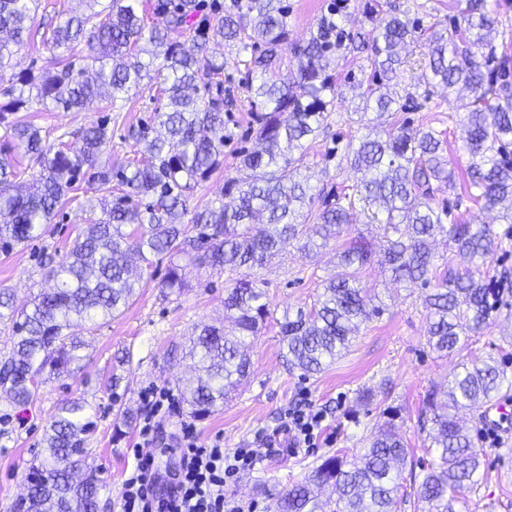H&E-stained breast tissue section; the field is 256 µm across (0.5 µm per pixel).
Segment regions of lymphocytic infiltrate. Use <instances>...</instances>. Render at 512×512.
Returning a JSON list of instances; mask_svg holds the SVG:
<instances>
[{
	"instance_id": "obj_1",
	"label": "lymphocytic infiltrate",
	"mask_w": 512,
	"mask_h": 512,
	"mask_svg": "<svg viewBox=\"0 0 512 512\" xmlns=\"http://www.w3.org/2000/svg\"><path fill=\"white\" fill-rule=\"evenodd\" d=\"M284 434L292 447L312 448L322 430L324 416L294 406L285 414ZM136 467L124 479L117 497L119 512H246L242 503L228 499L224 488L228 479L254 468L257 455L253 449H224L222 436L201 442L192 426L182 428L181 469L173 490L158 494V475L152 456L134 448Z\"/></svg>"
}]
</instances>
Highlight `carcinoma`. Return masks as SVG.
Returning a JSON list of instances; mask_svg holds the SVG:
<instances>
[{"label":"carcinoma","instance_id":"obj_1","mask_svg":"<svg viewBox=\"0 0 512 512\" xmlns=\"http://www.w3.org/2000/svg\"><path fill=\"white\" fill-rule=\"evenodd\" d=\"M57 25L49 43L58 51L39 74L15 71L18 52L29 35L36 0H0V80L11 84L9 100L0 104V184L19 175L14 154L34 170L23 193L0 192V251L40 236L58 208L77 197L81 181L115 184L111 197L78 204L98 217L76 237L67 259L47 262L45 278L53 287L33 295L17 309L11 294L0 290V321H12L11 351L0 364V386L13 402L25 405L39 385L66 371L86 346L85 323L114 317L136 297L140 277L130 258L146 267L157 257L169 266L159 287L170 293L185 288L178 258L219 274L261 266L288 240H300L301 251L317 254L351 223L356 205L375 203L387 213L381 228L387 246L378 263L394 281L427 288L428 343L438 352L455 350L460 336H478L497 311V294L482 278L451 261L435 262L429 239L448 237L459 256L485 261L502 250L489 224L448 220V207L432 206L433 188L455 189L454 172L444 156L445 139L432 128L383 122L376 138L348 144L350 167L361 174L352 191L322 200L314 212L310 187L300 178L304 144L327 118V96L336 90L338 60L348 53L369 51L371 82L359 94L364 108L375 106L378 117L390 112L395 99L390 83L408 67L401 50L408 43L429 41L427 68L448 94L467 93L464 150L468 154V186L485 210L508 203L512 211V57L479 49L496 31L499 0H464L459 15L443 32L427 31L390 0H359L364 17L375 24L371 41L347 27L349 0H331L315 32L294 49L295 66L288 77H276L288 41L287 0H212L216 24L197 21L201 0H154L153 13L162 24L147 25L142 0H80ZM236 49V63L259 74L257 83L242 86L258 113L259 148L240 156L241 178L224 181V196L196 210L184 224L188 198L220 167L224 147L234 133L224 113L237 102L231 90L217 84L209 97L199 84L224 73V59L209 53L210 42ZM88 48V64L72 68L70 58ZM163 76L167 110L154 111L151 123L129 130L140 146V158L114 168L105 159L112 142L106 115L80 135V144L47 143L41 128L9 119L36 104L44 110L81 109L98 99L111 111L118 98L151 73ZM314 221L321 242L303 237V221ZM371 245L351 238L338 254L344 272L325 281L323 292L308 311L279 323L282 354L291 370L305 376L320 373L348 348L359 327L384 312L377 296L357 285L356 271L372 261ZM263 291L244 276L224 297V311L233 330L203 325L189 339L182 359L194 375L179 380L182 402L195 417H205L224 404L250 373L245 348L270 317ZM512 389V377L496 358L463 362L448 385L430 389L419 416L429 447L439 462L422 467L417 502L421 512H461L465 490L478 484L484 450L475 446L457 421L462 409L493 402ZM93 421L87 403L72 400L58 411L43 436V459L31 466L28 492L18 512H97L103 479L87 467ZM411 449L391 427L381 430L369 448L347 459L337 453L322 460L304 481L283 491L275 512H323L315 488L332 485V512H399L400 469Z\"/></svg>","mask_w":512,"mask_h":512}]
</instances>
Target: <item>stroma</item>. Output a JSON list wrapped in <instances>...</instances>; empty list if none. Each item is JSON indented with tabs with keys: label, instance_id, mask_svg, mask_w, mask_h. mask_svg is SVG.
Here are the masks:
<instances>
[{
	"label": "stroma",
	"instance_id": "1",
	"mask_svg": "<svg viewBox=\"0 0 512 512\" xmlns=\"http://www.w3.org/2000/svg\"><path fill=\"white\" fill-rule=\"evenodd\" d=\"M329 0H288L289 46L284 60H292L291 48L303 43L325 12ZM400 104L395 121L441 131L447 141L445 154L456 174L454 191L436 192L434 206L450 208L459 222L491 225L503 240V249L479 268L480 277L500 290L495 322L482 335L462 339L451 355H440L427 342V312L422 291L392 282L377 264L363 267L358 279L362 287L375 291L387 309L362 326L348 350L316 375L305 377L288 369L281 354L278 322L284 314L309 309L323 288L325 279L336 273V254L347 237L365 236L381 247L382 230L370 212L355 210L346 237L330 241L316 257H309L299 242L287 243L281 254L266 266L252 270L251 276L265 293L271 317L250 350L251 375L238 395L210 417L199 420L188 414L183 403H175L157 428L149 449L159 470V491L175 485L180 470L179 436L182 425L194 426L201 441L223 435L226 450L254 449L258 462L241 472L226 491L253 504L256 512H273L276 497L304 479L323 457L345 451L362 453L383 427L387 411H396L397 431L413 449V464L430 463L425 432L420 431L418 414L422 398L431 385L443 384L460 362L492 355L512 367V223H504L499 211L480 210L465 184L468 155L463 149L464 124L469 104L466 99L448 97L442 88L429 84L424 69L407 70L395 88ZM356 88L339 83L329 108L328 120L317 136L307 141L302 169L315 190L352 188L359 175L347 162V145L373 130L375 112L356 114ZM167 99L156 82H143L139 89L118 99L112 113L111 160L114 167L126 166L137 151L129 128L138 126L153 113L165 109ZM100 101L79 112L45 111L32 107L14 113V120L41 128L49 142L65 136L74 144L73 134L101 114ZM229 125L235 139L224 150V163L195 189L189 205L203 206L218 198L225 178L235 175L240 154L255 149L258 125L248 103H239L231 112ZM185 213L184 223L193 215ZM88 218L87 213L67 205L61 208L39 238L0 252V289L13 294L17 306L45 287L39 261L51 254L65 260L74 240ZM166 264L141 269L140 289L123 313L109 321H95L85 334L87 348L72 364L68 374L42 384L36 399L27 406H15L0 396V512H15L14 506L27 487L31 463L42 454L41 440L56 408L75 398L90 405L95 425L88 446V464L100 469L104 487L99 512H117L123 476L134 464L130 452L138 439L142 404L140 391L149 385L173 387L182 373L170 354L200 322L220 323L224 318V296L232 286L231 274L209 273L185 265L186 286L182 293L162 292L159 283ZM132 355L116 389L103 380L122 352ZM371 391L373 400L363 406L361 392ZM310 400L324 421L316 447L275 451L266 441L288 407L300 398ZM132 411V421H124V411ZM477 447L485 451L480 483L466 493L465 512H512V417L500 419L489 407L462 418Z\"/></svg>",
	"mask_w": 512,
	"mask_h": 512
}]
</instances>
